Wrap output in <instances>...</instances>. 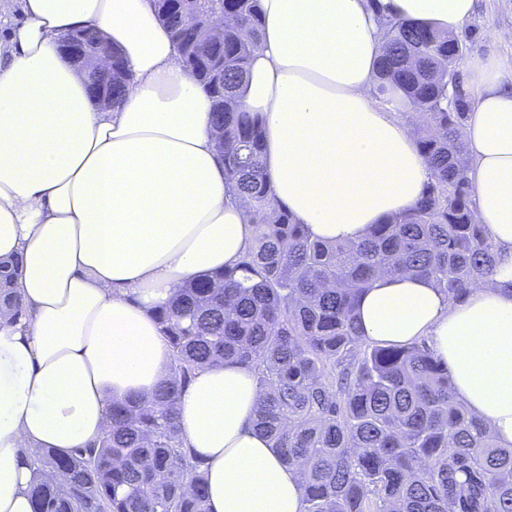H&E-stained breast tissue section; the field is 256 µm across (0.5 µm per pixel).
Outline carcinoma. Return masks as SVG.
<instances>
[{
	"mask_svg": "<svg viewBox=\"0 0 512 512\" xmlns=\"http://www.w3.org/2000/svg\"><path fill=\"white\" fill-rule=\"evenodd\" d=\"M224 39L204 34L211 0H155L186 68L214 100L225 179L255 229L233 267L178 290L156 313L170 373L148 399L112 403L99 444L26 453L32 512H208L202 462L183 447V389L208 365L255 372V425L302 480L303 512H512V448L454 395L448 366L424 342L373 345L356 308L380 276L432 282L448 301L496 273V246L479 224L463 137L470 103L448 100L458 61L448 34L383 22L381 92L422 114L416 145L430 181L410 209L359 241L310 236L275 200L263 127L239 98L263 27L259 0H223ZM89 90L122 102L124 65L85 74ZM18 260L0 259V316H25Z\"/></svg>",
	"mask_w": 512,
	"mask_h": 512,
	"instance_id": "cac0c4a2",
	"label": "carcinoma"
}]
</instances>
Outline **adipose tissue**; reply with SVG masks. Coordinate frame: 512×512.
<instances>
[{
	"mask_svg": "<svg viewBox=\"0 0 512 512\" xmlns=\"http://www.w3.org/2000/svg\"><path fill=\"white\" fill-rule=\"evenodd\" d=\"M263 28L242 89L265 128L280 206L328 241L360 239L410 208L430 169L376 96L380 15L457 33L476 0H260ZM0 44V258H19L26 315L0 329V512H32L30 448L94 443L116 400L149 395L171 352L155 318L175 292L234 266L254 228L224 178L213 99L183 63L154 0H22ZM93 26L129 77L97 103L58 49ZM464 137L492 280L451 303L426 280L378 279L359 303L377 344L426 340L457 399L512 447V65L466 64ZM253 371L227 363L183 390L184 445L208 477L209 512H303L301 478L254 427Z\"/></svg>",
	"mask_w": 512,
	"mask_h": 512,
	"instance_id": "ef3b65f1",
	"label": "adipose tissue"
}]
</instances>
